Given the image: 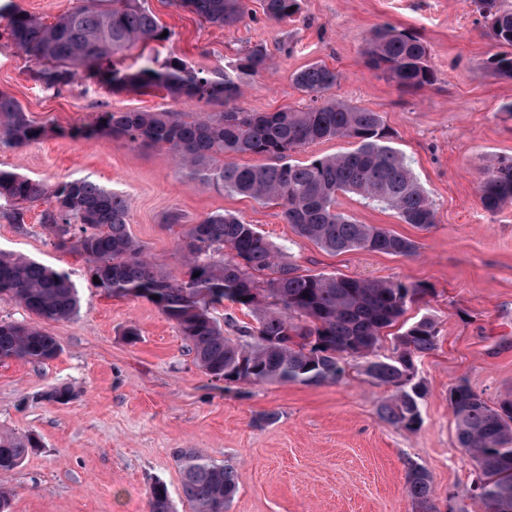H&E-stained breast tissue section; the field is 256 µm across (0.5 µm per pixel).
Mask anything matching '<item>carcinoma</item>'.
I'll return each mask as SVG.
<instances>
[{"instance_id": "cac0c4a2", "label": "carcinoma", "mask_w": 512, "mask_h": 512, "mask_svg": "<svg viewBox=\"0 0 512 512\" xmlns=\"http://www.w3.org/2000/svg\"><path fill=\"white\" fill-rule=\"evenodd\" d=\"M490 21L488 34L501 51L492 65L512 78V6L505 0H472ZM203 21L234 25L246 0H176ZM263 13L282 21L298 13L300 0H262ZM12 43L41 64L34 78L48 89L69 85L83 72L111 89L161 87L175 99L224 105L221 112H102L90 123L59 131L62 136L161 146L181 169L226 192L257 202L275 203L301 238L323 250H364L411 256L410 238L375 224H360L336 207L337 193H352L393 211L404 224L426 229L436 222L433 200L413 175L405 157L390 145L381 116L344 101L324 99L339 74L315 62L297 71L293 83L313 105L303 110L250 112L235 105L241 86L195 70L179 58L134 74L114 58L150 41H161L164 28L146 0H76L69 11L46 23L42 18L0 5ZM366 62L398 88L418 91L434 83L427 46L421 37L389 26L375 28L365 50ZM270 68L267 49L257 45L239 58L237 70L260 74ZM49 129L7 93L0 92V144L20 147L37 142ZM348 139V152L296 164L291 153L315 142ZM255 155L261 165L232 158ZM13 206V220L24 223L27 208L45 203L40 223L59 250L81 254L97 287L109 296L145 297L172 321L205 373L229 382L335 383L348 359H365L371 379L394 388L381 406L383 417L413 431L421 423L419 401L426 393L415 380L413 360L437 345L436 324L423 316L397 336V358L372 359L384 329L408 304L428 294L420 284L400 280H360L336 274H300L256 225L231 212L212 213L193 224L173 212L168 226L182 228L179 279L157 271L128 227L129 201L121 192L88 179L48 186L23 174L0 169V200ZM481 202L494 212L512 202V161H496L485 171ZM0 300L23 305L34 322L0 319V360L43 362L56 356L55 338L40 323L67 320L78 307L68 274L27 257L0 251ZM255 314L256 325H240L216 316L224 302ZM234 335H228V331ZM460 447L476 461L475 497L485 512H500L512 501V397L488 404L468 384L448 391ZM31 445L22 437L0 438V470L18 467ZM184 497L193 512H226L236 491L232 466L217 463L195 448L176 453ZM414 512H437L428 473L409 465L406 475ZM149 512H174L165 485L151 488Z\"/></svg>"}]
</instances>
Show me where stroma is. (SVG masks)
Wrapping results in <instances>:
<instances>
[{"label": "stroma", "mask_w": 512, "mask_h": 512, "mask_svg": "<svg viewBox=\"0 0 512 512\" xmlns=\"http://www.w3.org/2000/svg\"><path fill=\"white\" fill-rule=\"evenodd\" d=\"M168 40L118 58L136 72L145 59L177 57L189 67L237 76L239 106L253 112L302 108L310 100L293 74L321 61L339 73L330 99L378 113L417 181L435 203L436 222L421 230L358 196L338 194V210L361 224H382L417 241L408 257L363 250L330 253L300 238L280 207L224 192L178 170L166 148L109 136L71 138L65 131L102 112H206L209 104L172 99L166 91H113L77 76L61 90L33 78L38 63L5 35L0 19V91L14 96L50 133L20 148L0 146V168L53 185L86 178L112 186L130 202L129 230L154 267L183 275L180 227L226 211L255 224L302 274L402 280L430 288L387 328L379 357L422 316L437 321V347L416 362L428 392L422 422L407 431L387 422L388 386L361 365L336 383H229L198 368L178 328L143 298L106 296L81 256L58 250L31 208L13 223L0 203V250L69 273L79 309L44 323L58 354L44 362L0 361V436L37 442L22 463L0 471L11 512H149L150 491L164 484L176 512H191L175 453L196 448L232 464L237 491L228 512H414L406 489L409 464L424 468L440 510L483 512L471 489L474 459L456 439L448 390L467 383L488 403L512 395V203L496 212L480 200L483 167L512 159V78L498 74L497 48L472 0H301L300 12L268 20L260 0L233 26L218 27L177 6L147 0ZM390 25L422 37L435 82L400 90L368 67L366 41ZM265 46L267 72L241 75L237 60ZM139 336L129 341L128 327ZM67 388L66 401L52 399ZM276 413V422L261 417Z\"/></svg>", "instance_id": "obj_1"}]
</instances>
